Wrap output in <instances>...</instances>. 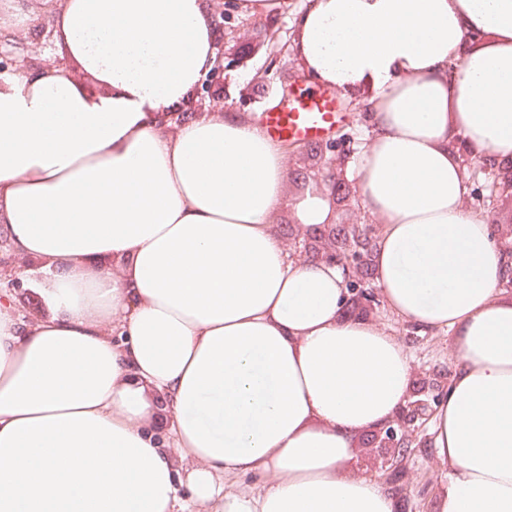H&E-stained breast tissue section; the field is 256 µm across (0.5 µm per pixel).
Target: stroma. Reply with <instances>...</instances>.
<instances>
[{
	"instance_id": "obj_1",
	"label": "stroma",
	"mask_w": 512,
	"mask_h": 512,
	"mask_svg": "<svg viewBox=\"0 0 512 512\" xmlns=\"http://www.w3.org/2000/svg\"><path fill=\"white\" fill-rule=\"evenodd\" d=\"M234 26L235 35L224 39V53L226 57L238 59L239 64L227 73L225 111L253 118L272 111L274 103L282 97V84L316 88V81L307 76L299 57L293 52L282 58L277 71L267 72L262 20L239 17ZM310 148L307 142L285 147L289 160V197L303 195L323 185L321 170L325 162L321 156L312 154ZM32 268V263L19 260L0 239V293H9L19 310L26 314L44 309L41 298L24 287ZM368 312L387 332L397 336L408 351L414 380L422 385L421 399L431 407L438 404L458 365L451 334L444 330L422 331L393 316L381 301L370 306ZM431 432V424L427 421L415 430L414 442L398 467L389 463L387 449L366 436H359L351 466L376 478L391 491L400 503L401 512H432L433 496L445 470L435 460L430 446Z\"/></svg>"
}]
</instances>
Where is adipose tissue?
<instances>
[{
  "mask_svg": "<svg viewBox=\"0 0 512 512\" xmlns=\"http://www.w3.org/2000/svg\"><path fill=\"white\" fill-rule=\"evenodd\" d=\"M62 64L0 79V232L39 262L43 316L0 302V512H396L353 439L409 401L399 340L347 311L341 268L292 256L289 199L257 121L190 109L213 67L207 0H40ZM305 72L366 92L347 162L387 307L448 329L434 512H512V258L467 207L460 153L512 165V0H306ZM96 85L87 92L85 82ZM259 472V492L228 475Z\"/></svg>",
  "mask_w": 512,
  "mask_h": 512,
  "instance_id": "1",
  "label": "adipose tissue"
}]
</instances>
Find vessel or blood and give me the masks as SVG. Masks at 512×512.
<instances>
[{
    "label": "vessel or blood",
    "mask_w": 512,
    "mask_h": 512,
    "mask_svg": "<svg viewBox=\"0 0 512 512\" xmlns=\"http://www.w3.org/2000/svg\"><path fill=\"white\" fill-rule=\"evenodd\" d=\"M266 134L277 142H302L328 137L345 123L336 95L327 89L301 90L259 117Z\"/></svg>",
    "instance_id": "vessel-or-blood-1"
}]
</instances>
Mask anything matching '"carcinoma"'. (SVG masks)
Masks as SVG:
<instances>
[{
  "instance_id": "obj_1",
  "label": "carcinoma",
  "mask_w": 512,
  "mask_h": 512,
  "mask_svg": "<svg viewBox=\"0 0 512 512\" xmlns=\"http://www.w3.org/2000/svg\"><path fill=\"white\" fill-rule=\"evenodd\" d=\"M480 172L491 179L492 189L512 187V167L501 166L490 155L481 157ZM316 256L336 257L345 272L346 287L363 288L371 281V255L376 245L374 229L367 224H344L341 221L311 232Z\"/></svg>"
}]
</instances>
